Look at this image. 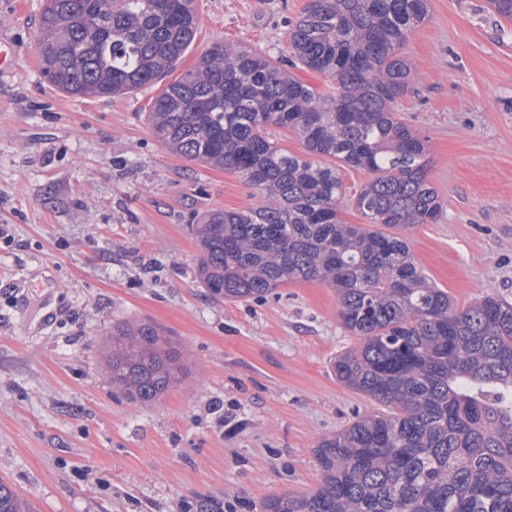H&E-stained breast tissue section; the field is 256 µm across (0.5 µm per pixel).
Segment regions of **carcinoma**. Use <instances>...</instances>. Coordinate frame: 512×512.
Masks as SVG:
<instances>
[{"mask_svg":"<svg viewBox=\"0 0 512 512\" xmlns=\"http://www.w3.org/2000/svg\"><path fill=\"white\" fill-rule=\"evenodd\" d=\"M428 18V0H310L288 55L219 40L147 112L163 146L261 195L195 217L200 287L233 301L291 283L333 289L359 339L336 356V379L385 407L315 449L318 488L262 512H512V303L488 294L458 309L406 237L443 211L427 139L396 117L405 47ZM196 30L194 0H43L38 63L72 96L131 95L175 70ZM273 128L295 132L305 155L278 147ZM344 167L370 175L353 195ZM348 203L366 223L342 222ZM107 347V379L134 404L187 373L181 345L152 324L112 325ZM0 512L36 510L0 478Z\"/></svg>","mask_w":512,"mask_h":512,"instance_id":"carcinoma-1","label":"carcinoma"}]
</instances>
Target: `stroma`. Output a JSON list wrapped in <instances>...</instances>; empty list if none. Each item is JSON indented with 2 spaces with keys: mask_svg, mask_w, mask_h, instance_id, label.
Here are the masks:
<instances>
[{
  "mask_svg": "<svg viewBox=\"0 0 512 512\" xmlns=\"http://www.w3.org/2000/svg\"><path fill=\"white\" fill-rule=\"evenodd\" d=\"M309 2L194 0L180 71L219 39L284 55ZM429 4L397 113L428 139L443 212L410 248L458 308L489 293L512 302V22L487 0ZM42 5L0 0L17 53L0 71V478L37 512H260L317 488L320 442L379 408L333 373L357 343L335 292L210 297L192 219L254 206L257 190L155 140L146 114L160 85L112 98L52 87L37 64ZM121 321L183 346L187 376L153 404L105 378Z\"/></svg>",
  "mask_w": 512,
  "mask_h": 512,
  "instance_id": "1",
  "label": "stroma"
}]
</instances>
